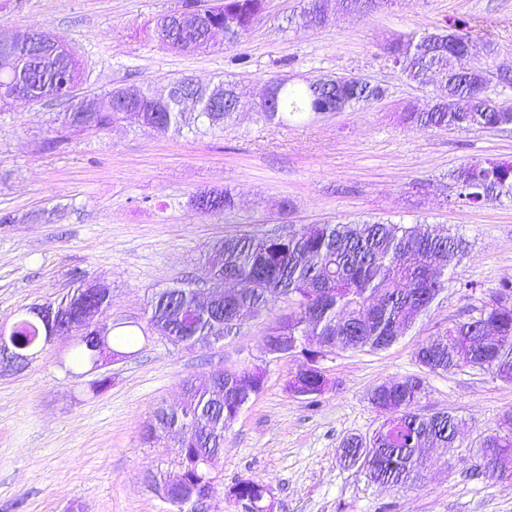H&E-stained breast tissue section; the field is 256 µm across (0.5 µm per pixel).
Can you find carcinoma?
Masks as SVG:
<instances>
[{
  "instance_id": "1",
  "label": "carcinoma",
  "mask_w": 512,
  "mask_h": 512,
  "mask_svg": "<svg viewBox=\"0 0 512 512\" xmlns=\"http://www.w3.org/2000/svg\"><path fill=\"white\" fill-rule=\"evenodd\" d=\"M185 0L181 15L203 11L208 22L226 26L224 43L238 44L265 11L266 0ZM318 0H306L299 18L305 26H322ZM175 14L156 19L147 34L161 46L182 52L208 47L204 32L187 37L167 23ZM470 21L450 18L436 31L398 39L390 47L393 68L407 80L426 84L433 78L448 82V97L428 110H410L406 120L423 127L485 128L512 123V106L507 107L488 93L476 90L467 79L468 69L485 49L472 34ZM82 70L73 53L53 56L46 50L23 52L0 47V105L64 100L66 109L56 113L54 131L99 134L130 119L125 109L137 105L124 101L126 87L119 86L92 95L98 101L94 112L84 111V100L68 95V85L81 80ZM274 97L268 106L257 107L266 121L281 124L292 117L319 115L374 101L380 86L362 78L336 76L317 90L272 81ZM224 105L207 100L187 111L173 98L149 105L139 124L158 132L206 125L222 128L244 104L234 94V85L224 84ZM454 179L459 197L469 204L512 197V163L474 162L461 167ZM193 207L203 213H221L234 206L229 190L200 192ZM467 242L455 235L434 234L423 224L338 222L319 224L312 231L290 227L281 232L227 237L210 245L207 252L210 280L232 282L236 290L207 310L197 306L193 288L170 287L155 291L147 305L151 330L167 336L175 347L203 350L220 339L236 336L252 319L270 315L279 301L288 303V314L276 317L265 336L264 350L300 354V370L309 397L322 393L324 371L310 365L318 351L313 341L328 354L338 350L380 351L390 347L414 324L419 313L428 311L445 289L448 267L465 254ZM499 303H485L477 315L459 321L419 344L415 359L429 372H450L464 367L487 370L506 383L512 382V282L503 281L494 291ZM56 306L69 315L79 336L96 317L107 315L109 302L103 295H88L79 286ZM108 332L109 349L129 346L138 334L132 329ZM45 329L28 311L15 321L18 352L34 356L42 348ZM264 386V374L245 367L224 371V384L212 392L186 380L180 402L154 408L143 433L144 440L157 444L167 434L177 437L176 460L182 462L184 481L179 490L184 504L179 512H191L197 491L206 482L203 463L218 460L224 450V432L242 408ZM424 393V379L406 376L390 379L376 387L371 404L390 412L367 437L351 435L339 448L340 463L356 467L379 484L416 485L427 471L421 449L429 445L450 448L456 438L455 417L447 412L421 416L413 411ZM481 463L496 482L512 486V411L504 413L497 426L481 441ZM268 486L252 477H242L228 488L227 496L245 499L251 512H267Z\"/></svg>"
}]
</instances>
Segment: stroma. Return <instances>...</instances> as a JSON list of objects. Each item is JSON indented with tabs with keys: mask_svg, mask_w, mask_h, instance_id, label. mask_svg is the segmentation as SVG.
I'll return each instance as SVG.
<instances>
[{
	"mask_svg": "<svg viewBox=\"0 0 512 512\" xmlns=\"http://www.w3.org/2000/svg\"><path fill=\"white\" fill-rule=\"evenodd\" d=\"M184 0H0V33L62 35L83 70L81 92L128 84L160 89L191 77L234 82L253 99L271 79L296 84L357 76L385 88L378 101L344 112L271 124L252 111L219 130L159 133L118 124L57 141L49 101L0 112V323L59 299L80 281L111 290L113 322H144L155 290L204 287L200 255L229 236L336 221H415L463 236L470 250L414 327L381 351H337L322 366L331 382L317 403L293 397L301 357L267 361L270 324L249 322L206 350L139 336L129 357L89 373L68 342L45 345L25 369L0 376V512H177L148 486L175 469L170 444H144L152 410L178 402L186 379L261 367L264 388L224 434L217 482L252 476L269 484L274 512H512V486L479 467L480 442L512 410V383L464 368L426 372L419 344L476 315L501 280L512 279V198L466 204L453 170L479 160L512 162V126L420 128L407 108H431L435 86L394 70L390 45L446 19L477 20L493 53L491 76H512V0H395L371 13L303 26L304 0H267L264 18L237 46L176 52L147 39L146 26ZM230 189V214L195 210L198 192ZM420 376L416 413L459 420L453 447L428 448L417 485H379L340 465L351 435L384 420L372 390ZM108 377L104 391L92 388Z\"/></svg>",
	"mask_w": 512,
	"mask_h": 512,
	"instance_id": "35a3bbf8",
	"label": "stroma"
}]
</instances>
